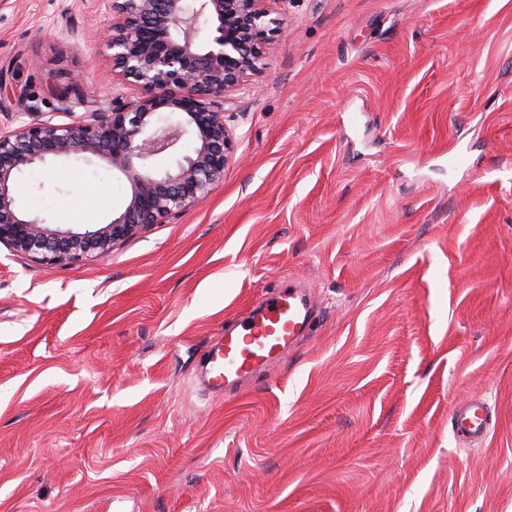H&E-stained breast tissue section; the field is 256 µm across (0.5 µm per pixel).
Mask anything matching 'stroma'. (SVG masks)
<instances>
[{"label": "stroma", "instance_id": "1", "mask_svg": "<svg viewBox=\"0 0 512 512\" xmlns=\"http://www.w3.org/2000/svg\"><path fill=\"white\" fill-rule=\"evenodd\" d=\"M200 204L69 266L0 244V512H512V0H273ZM104 0H0V129L112 106ZM79 86L83 104L62 111ZM101 224L129 185L15 188ZM310 333L236 396L199 363L270 287ZM494 427L460 441L452 409ZM450 421L454 434L472 441L484 439L492 426L489 406L481 397L455 406L450 414Z\"/></svg>", "mask_w": 512, "mask_h": 512}]
</instances>
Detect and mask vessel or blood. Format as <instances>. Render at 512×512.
Segmentation results:
<instances>
[{"label": "vessel or blood", "mask_w": 512, "mask_h": 512, "mask_svg": "<svg viewBox=\"0 0 512 512\" xmlns=\"http://www.w3.org/2000/svg\"><path fill=\"white\" fill-rule=\"evenodd\" d=\"M310 318L308 300L293 282L267 292L245 315L225 326L204 363L209 385L219 392L231 391L280 363L304 336ZM450 421L454 434L472 441L484 439L492 426L489 406L481 397L455 406Z\"/></svg>", "instance_id": "1"}]
</instances>
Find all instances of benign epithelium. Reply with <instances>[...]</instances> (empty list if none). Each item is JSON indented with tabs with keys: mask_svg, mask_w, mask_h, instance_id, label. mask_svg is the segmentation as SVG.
Listing matches in <instances>:
<instances>
[{
	"mask_svg": "<svg viewBox=\"0 0 512 512\" xmlns=\"http://www.w3.org/2000/svg\"><path fill=\"white\" fill-rule=\"evenodd\" d=\"M273 0H107L102 41L112 84L138 90L112 109L66 125L47 120L0 130V243L38 262L68 266L105 259L115 245L204 201L224 176L234 148L226 114L237 92L264 66V44L280 31ZM210 25L197 42L199 22ZM192 153L158 171L155 156L185 136ZM106 162L130 186V198L106 224L84 231L29 219L13 192L19 176L49 159Z\"/></svg>",
	"mask_w": 512,
	"mask_h": 512,
	"instance_id": "7a95c632",
	"label": "benign epithelium"
}]
</instances>
